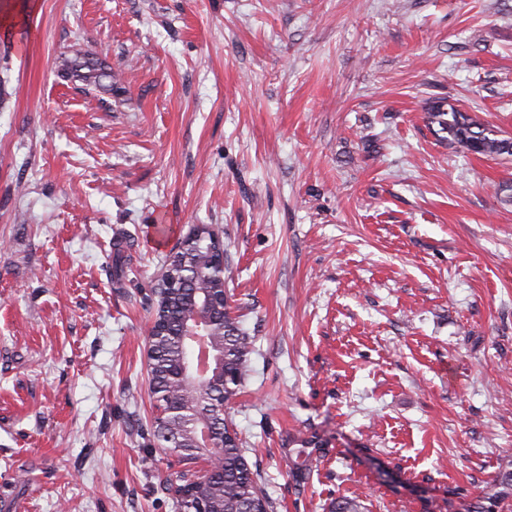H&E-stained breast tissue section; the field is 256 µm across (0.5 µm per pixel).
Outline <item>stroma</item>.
I'll return each instance as SVG.
<instances>
[{"instance_id": "35a3bbf8", "label": "stroma", "mask_w": 512, "mask_h": 512, "mask_svg": "<svg viewBox=\"0 0 512 512\" xmlns=\"http://www.w3.org/2000/svg\"><path fill=\"white\" fill-rule=\"evenodd\" d=\"M487 4L0 0V512H174L151 287L196 224L252 339L227 421L274 512H472L512 468V157L426 108L512 137V0ZM75 47L119 90L59 77ZM428 119L431 125L437 124L435 134L450 145L487 157H512V138H499L497 131L449 102L433 103L428 109ZM300 448H288L285 463L295 482L300 486L309 474L313 461H317L325 453V443L318 436L310 439H301Z\"/></svg>"}]
</instances>
